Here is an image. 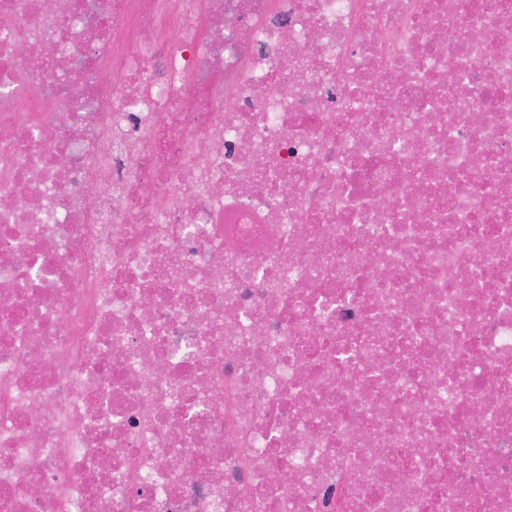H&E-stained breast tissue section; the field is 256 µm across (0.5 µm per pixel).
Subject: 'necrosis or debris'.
Segmentation results:
<instances>
[{
    "instance_id": "4bbe7bcc",
    "label": "necrosis or debris",
    "mask_w": 512,
    "mask_h": 512,
    "mask_svg": "<svg viewBox=\"0 0 512 512\" xmlns=\"http://www.w3.org/2000/svg\"><path fill=\"white\" fill-rule=\"evenodd\" d=\"M65 3L0 0V512H512V0Z\"/></svg>"
}]
</instances>
